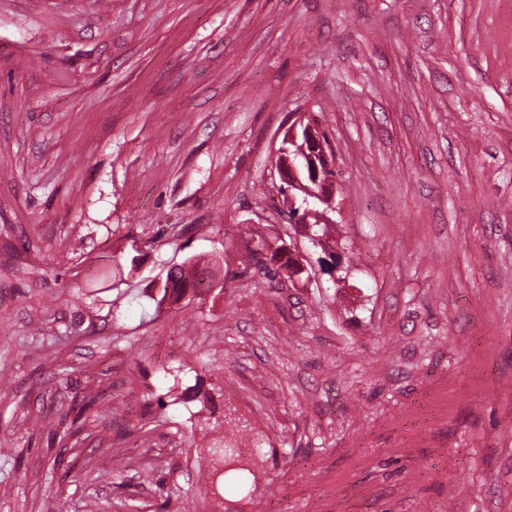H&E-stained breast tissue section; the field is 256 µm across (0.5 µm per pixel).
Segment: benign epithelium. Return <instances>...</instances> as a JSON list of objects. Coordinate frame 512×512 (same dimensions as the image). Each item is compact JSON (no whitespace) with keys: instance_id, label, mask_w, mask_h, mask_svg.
Here are the masks:
<instances>
[{"instance_id":"7a95c632","label":"benign epithelium","mask_w":512,"mask_h":512,"mask_svg":"<svg viewBox=\"0 0 512 512\" xmlns=\"http://www.w3.org/2000/svg\"><path fill=\"white\" fill-rule=\"evenodd\" d=\"M276 169L288 189L302 194L303 214L295 217L297 226L313 244H319L321 236L313 233V224H332L328 209L319 210L315 204L331 202L336 189V175L327 144L317 129L297 119L284 132L281 145L276 151ZM290 274L295 281L301 276L311 279L306 258L296 249H287Z\"/></svg>"}]
</instances>
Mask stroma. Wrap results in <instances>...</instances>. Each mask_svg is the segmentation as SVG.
Returning <instances> with one entry per match:
<instances>
[{
    "mask_svg": "<svg viewBox=\"0 0 512 512\" xmlns=\"http://www.w3.org/2000/svg\"><path fill=\"white\" fill-rule=\"evenodd\" d=\"M3 376L0 512H512V0H0ZM226 435L268 453L217 496ZM323 138L317 129L310 124H304L301 118L297 119L284 132L281 145L276 151V169L280 179L287 185L288 191L297 189L302 194L303 214L297 212L294 219L295 226L300 227L303 235L314 245H318L325 232V224H334L328 216L326 202L331 204L332 195L336 189V175L333 173L332 160L327 151L328 138ZM326 142V143H325ZM294 150V151H293ZM316 202L326 206L323 210L315 208ZM313 219L315 224L310 222ZM311 224V225H310ZM316 224H322L317 226ZM317 234H315V233ZM204 271L205 268H200V262H193L191 259H187L182 265L169 271L160 290L162 293L160 302L168 300L171 305H174L186 298L191 301L192 298H200L206 294L210 290V284L206 282Z\"/></svg>",
    "mask_w": 512,
    "mask_h": 512,
    "instance_id": "1",
    "label": "stroma"
}]
</instances>
